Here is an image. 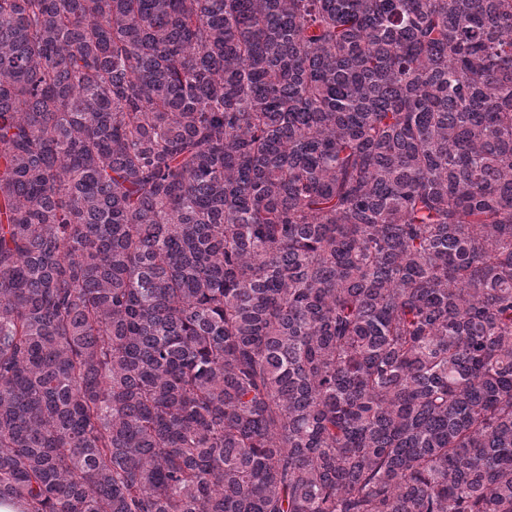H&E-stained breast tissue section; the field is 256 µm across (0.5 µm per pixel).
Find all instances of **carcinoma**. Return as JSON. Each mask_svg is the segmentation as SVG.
I'll list each match as a JSON object with an SVG mask.
<instances>
[{"label":"carcinoma","mask_w":512,"mask_h":512,"mask_svg":"<svg viewBox=\"0 0 512 512\" xmlns=\"http://www.w3.org/2000/svg\"><path fill=\"white\" fill-rule=\"evenodd\" d=\"M512 512V0H0V503Z\"/></svg>","instance_id":"cac0c4a2"}]
</instances>
